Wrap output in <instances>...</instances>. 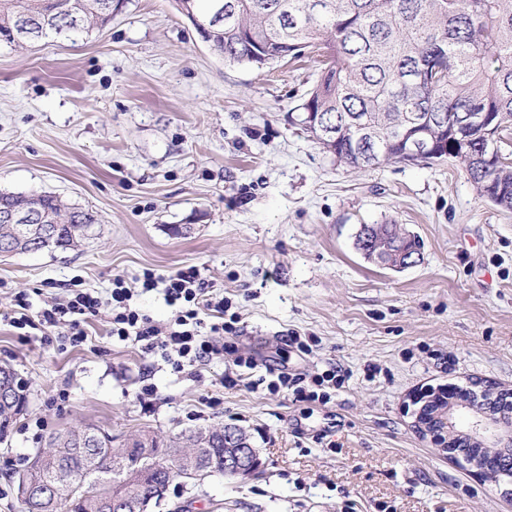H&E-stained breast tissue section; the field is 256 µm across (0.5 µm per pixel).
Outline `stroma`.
Instances as JSON below:
<instances>
[{
  "label": "stroma",
  "mask_w": 512,
  "mask_h": 512,
  "mask_svg": "<svg viewBox=\"0 0 512 512\" xmlns=\"http://www.w3.org/2000/svg\"><path fill=\"white\" fill-rule=\"evenodd\" d=\"M316 65H230L171 0H125L76 42L0 47V190L47 191L97 219L80 246L0 257V313L70 284L197 267L236 330L229 351L173 372L86 319L84 344L0 322V365L27 405L0 441V512L49 436L245 429L262 465L173 480L157 512H512L504 494L414 426L415 397L471 381L512 389V211L444 162L338 163L300 123ZM394 220L423 242L395 271L357 250ZM298 333L309 346L289 344ZM274 371L350 374L325 404L228 385L235 354ZM66 400H59L60 391Z\"/></svg>",
  "instance_id": "35a3bbf8"
}]
</instances>
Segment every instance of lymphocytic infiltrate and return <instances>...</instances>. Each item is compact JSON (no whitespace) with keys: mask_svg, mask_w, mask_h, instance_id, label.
I'll list each match as a JSON object with an SVG mask.
<instances>
[{"mask_svg":"<svg viewBox=\"0 0 512 512\" xmlns=\"http://www.w3.org/2000/svg\"><path fill=\"white\" fill-rule=\"evenodd\" d=\"M144 290L161 289L165 300L176 306L177 312L168 326H160L141 309L133 307V289L124 286L122 279H114L108 299L97 294L76 289L62 300L51 302L46 307L32 309L26 298H19L18 309L9 323L17 329H59L70 346H80L87 338L78 318L82 315L97 314L101 307H109L110 334L120 341L146 342L148 351L171 360L174 372H182L185 365H204L214 356L222 354L224 348L217 338L223 333L233 332L232 323L218 321L206 323V310L223 312V303L212 302L205 281L196 267H188L175 274L160 277L145 274ZM344 375L338 368L307 375L304 373H279L269 381L270 392H283L297 402H327L332 389L343 386Z\"/></svg>","mask_w":512,"mask_h":512,"instance_id":"lymphocytic-infiltrate-1","label":"lymphocytic infiltrate"}]
</instances>
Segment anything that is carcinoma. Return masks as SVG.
<instances>
[{"instance_id":"cac0c4a2","label":"carcinoma","mask_w":512,"mask_h":512,"mask_svg":"<svg viewBox=\"0 0 512 512\" xmlns=\"http://www.w3.org/2000/svg\"><path fill=\"white\" fill-rule=\"evenodd\" d=\"M224 24L214 29L212 48L230 64L262 67L307 53L318 57L317 81L300 105L301 124L312 134L336 126L332 155L349 167L365 169L383 161H404L406 143L430 127L436 138L429 154L411 158L425 165L461 163L480 194L512 209V0H327L321 12L312 0H223ZM120 0H0V45L10 40L17 20L53 38L75 39L112 20ZM314 113L308 119V113ZM498 152L487 153V143ZM34 206L61 223L40 237L36 224H9L7 215ZM95 215L48 192L0 191V250L25 252L39 240L40 249L79 245ZM399 224H364L356 245L371 259L374 244L391 253L402 248L422 254L418 236H398ZM25 390L16 405L0 407V441L11 433L26 406ZM448 402L427 404L421 420L433 432L445 429L440 413ZM216 428H199L190 436L161 438L141 431L119 454L113 438L88 426H75L50 437L45 459L33 474L47 487L46 512H105L112 484L121 483L135 499L171 475L193 483L209 477L208 469L186 461L181 449L205 446ZM82 483L87 496H71Z\"/></svg>"}]
</instances>
